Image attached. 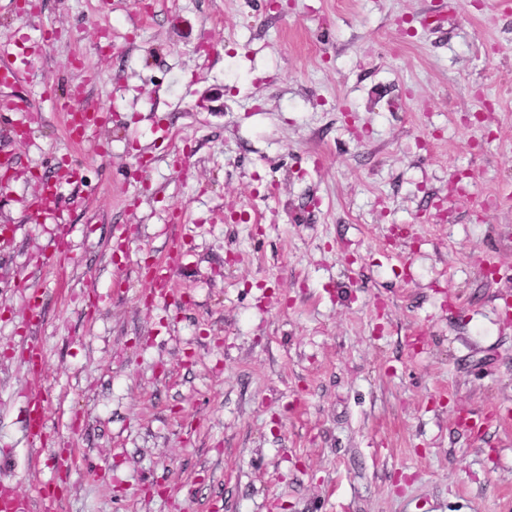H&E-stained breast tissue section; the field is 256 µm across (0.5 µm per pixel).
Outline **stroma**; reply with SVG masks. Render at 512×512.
Listing matches in <instances>:
<instances>
[{"label": "stroma", "instance_id": "stroma-1", "mask_svg": "<svg viewBox=\"0 0 512 512\" xmlns=\"http://www.w3.org/2000/svg\"><path fill=\"white\" fill-rule=\"evenodd\" d=\"M109 2L0 0V42L53 31L15 87L44 120L0 150L83 164L55 221L0 189V482L61 512H512V4L433 30L434 0ZM63 81L107 114L78 147ZM177 209L191 272L154 307ZM59 222L62 289L32 275ZM26 307L28 313V323L30 328L38 330L44 325L45 299L44 293L39 288L27 287ZM41 396L30 399L27 411V432L31 441H41L45 424V408Z\"/></svg>", "mask_w": 512, "mask_h": 512}]
</instances>
